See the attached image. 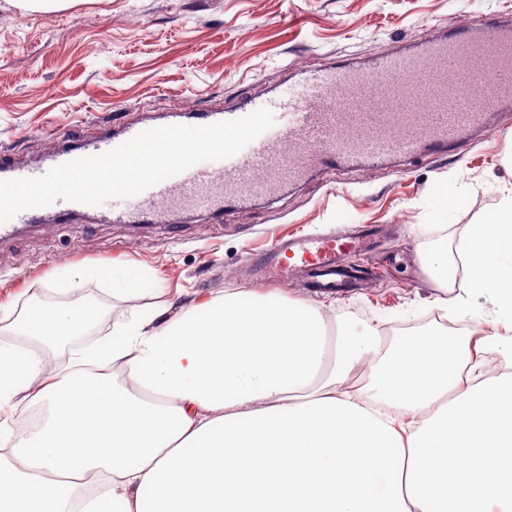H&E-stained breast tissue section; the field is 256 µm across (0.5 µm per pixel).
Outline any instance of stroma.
<instances>
[{
    "label": "stroma",
    "instance_id": "35a3bbf8",
    "mask_svg": "<svg viewBox=\"0 0 512 512\" xmlns=\"http://www.w3.org/2000/svg\"><path fill=\"white\" fill-rule=\"evenodd\" d=\"M508 15L512 0H82L49 13L0 0V153L34 165L84 126L133 121L148 107L165 120L184 107L267 98L307 69L364 64L419 45L435 28L451 33ZM494 125L445 151L316 172L276 199L226 209L219 224L198 211L169 224L20 225L0 242V300L91 304L90 344L111 333L128 303L97 280L54 290L58 267H144L175 313L260 288L252 267L277 240L346 224L376 233L370 252L353 259L363 276L352 292L320 297L340 327L354 336L377 327L386 343L441 325L464 333L488 301L467 296L454 317L440 318L432 303L441 291L422 257L455 252L465 225L512 184L504 164L512 111L497 113Z\"/></svg>",
    "mask_w": 512,
    "mask_h": 512
}]
</instances>
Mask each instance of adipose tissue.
Returning a JSON list of instances; mask_svg holds the SVG:
<instances>
[{
    "label": "adipose tissue",
    "instance_id": "adipose-tissue-1",
    "mask_svg": "<svg viewBox=\"0 0 512 512\" xmlns=\"http://www.w3.org/2000/svg\"><path fill=\"white\" fill-rule=\"evenodd\" d=\"M424 265L443 314L489 300L466 337L384 347L335 336L324 305L226 293L166 320L133 307L55 370L91 308L0 300V334L26 338L0 337V512H512V371L484 370L512 358V187ZM92 276L152 292L139 267ZM21 408L41 418L18 433Z\"/></svg>",
    "mask_w": 512,
    "mask_h": 512
}]
</instances>
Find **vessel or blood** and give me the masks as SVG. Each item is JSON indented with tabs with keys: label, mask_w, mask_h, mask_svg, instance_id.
Here are the masks:
<instances>
[{
	"label": "vessel or blood",
	"mask_w": 512,
	"mask_h": 512,
	"mask_svg": "<svg viewBox=\"0 0 512 512\" xmlns=\"http://www.w3.org/2000/svg\"><path fill=\"white\" fill-rule=\"evenodd\" d=\"M482 84L487 93L466 94L467 86ZM262 107L281 112L283 122L235 156L196 164L130 197L122 210L64 199L23 210L0 224V239L22 224H68L87 216L105 224H163L194 210L219 217L225 207L274 196L317 168L374 166L390 154L441 151L491 131L494 114L512 108V21L494 18L454 34L438 29L414 49L378 56L366 66L320 69L298 88L263 101L192 110L185 123L235 120ZM153 126L150 120L126 122L73 135L36 165L0 156V180L42 176L63 163L105 153ZM368 246V236L360 234L299 236L277 244L258 270L270 284L304 273L328 278L336 288L344 258Z\"/></svg>",
	"instance_id": "obj_1"
}]
</instances>
